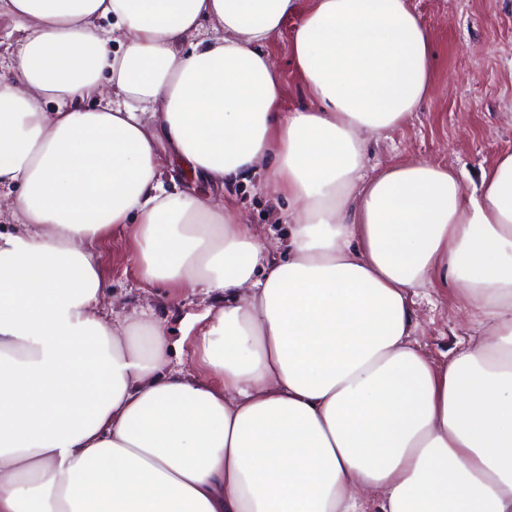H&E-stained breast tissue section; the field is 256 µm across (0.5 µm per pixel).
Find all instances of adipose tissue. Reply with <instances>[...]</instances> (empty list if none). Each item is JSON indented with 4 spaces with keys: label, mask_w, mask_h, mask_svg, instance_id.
I'll return each instance as SVG.
<instances>
[{
    "label": "adipose tissue",
    "mask_w": 512,
    "mask_h": 512,
    "mask_svg": "<svg viewBox=\"0 0 512 512\" xmlns=\"http://www.w3.org/2000/svg\"><path fill=\"white\" fill-rule=\"evenodd\" d=\"M2 13L0 512H512V153L470 189L419 159L362 174L432 89L410 0ZM292 18L287 110L266 48ZM163 145L215 186L265 170L279 248L164 182ZM123 228L143 285L208 296L196 371L162 321L110 319L98 246ZM436 282L473 322L439 363L411 340Z\"/></svg>",
    "instance_id": "ef3b65f1"
}]
</instances>
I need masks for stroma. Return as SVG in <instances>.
Masks as SVG:
<instances>
[{
  "label": "stroma",
  "mask_w": 512,
  "mask_h": 512,
  "mask_svg": "<svg viewBox=\"0 0 512 512\" xmlns=\"http://www.w3.org/2000/svg\"><path fill=\"white\" fill-rule=\"evenodd\" d=\"M433 39L434 81L430 97L407 124L384 131L369 145L364 172L409 158L455 169L465 185L479 182L496 158L512 152V0H411ZM294 29L286 24L268 52L282 76L286 108L302 100L301 80L290 62L289 41ZM258 174L245 182L205 187L208 198L224 200L244 223L270 243L287 230L285 198L265 188ZM105 301L115 313L130 304L166 320L179 342L177 364L193 370L192 337L183 335L179 316L200 311L208 302L201 289L177 288L164 296L140 284L135 274L134 243L119 232L102 247ZM418 326L414 337L435 361H442L463 333V313L456 293L432 285L417 300Z\"/></svg>",
  "instance_id": "obj_1"
}]
</instances>
